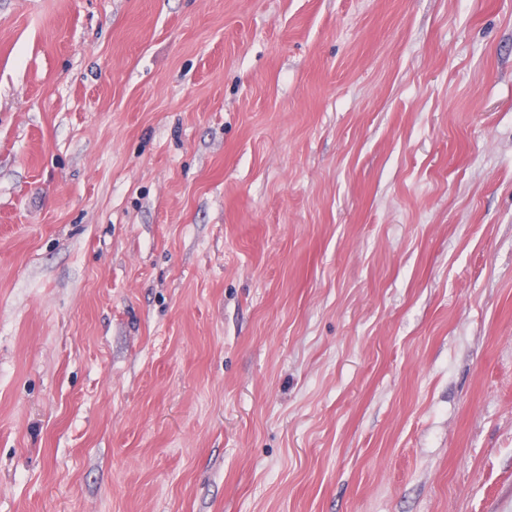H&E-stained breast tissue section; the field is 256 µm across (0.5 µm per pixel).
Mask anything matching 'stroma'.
Here are the masks:
<instances>
[{
  "label": "stroma",
  "mask_w": 512,
  "mask_h": 512,
  "mask_svg": "<svg viewBox=\"0 0 512 512\" xmlns=\"http://www.w3.org/2000/svg\"><path fill=\"white\" fill-rule=\"evenodd\" d=\"M0 512H512V0H0Z\"/></svg>",
  "instance_id": "obj_1"
}]
</instances>
